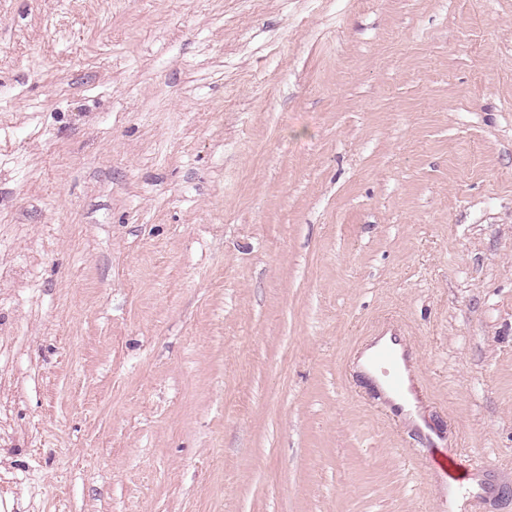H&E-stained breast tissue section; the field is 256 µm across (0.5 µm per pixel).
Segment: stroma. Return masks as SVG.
Returning <instances> with one entry per match:
<instances>
[{
	"instance_id": "obj_1",
	"label": "stroma",
	"mask_w": 512,
	"mask_h": 512,
	"mask_svg": "<svg viewBox=\"0 0 512 512\" xmlns=\"http://www.w3.org/2000/svg\"><path fill=\"white\" fill-rule=\"evenodd\" d=\"M512 512V0H0V512ZM370 366L379 373L386 389L397 397L415 393L411 366L395 342L384 343L372 353ZM429 459L434 467L435 479L457 488V483H460L458 468L451 465V458L448 455V451L444 448H430Z\"/></svg>"
}]
</instances>
